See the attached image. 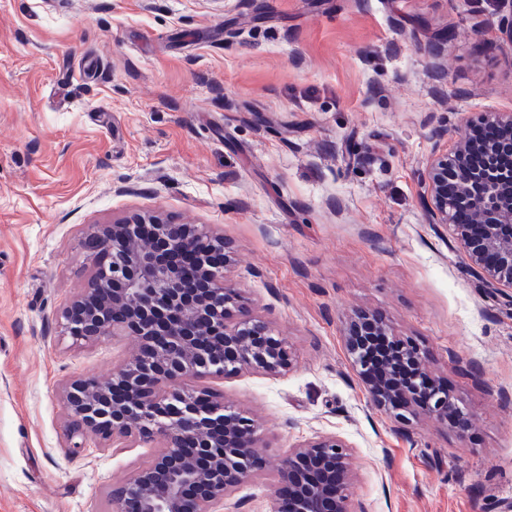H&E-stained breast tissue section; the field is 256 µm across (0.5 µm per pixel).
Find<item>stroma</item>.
<instances>
[{
  "instance_id": "35a3bbf8",
  "label": "stroma",
  "mask_w": 512,
  "mask_h": 512,
  "mask_svg": "<svg viewBox=\"0 0 512 512\" xmlns=\"http://www.w3.org/2000/svg\"><path fill=\"white\" fill-rule=\"evenodd\" d=\"M512 0H0V512H109L159 443L69 448L65 384L134 336L61 334L92 228L158 210L223 234L227 280L293 367L195 384L261 423L232 496L270 512L278 470L323 433L353 450L365 512L512 507V290L484 287L426 221L449 137L512 113ZM420 344L465 433L396 428L344 341L355 311Z\"/></svg>"
}]
</instances>
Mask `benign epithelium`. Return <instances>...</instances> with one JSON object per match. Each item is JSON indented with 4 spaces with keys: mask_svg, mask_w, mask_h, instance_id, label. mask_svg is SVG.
<instances>
[{
    "mask_svg": "<svg viewBox=\"0 0 512 512\" xmlns=\"http://www.w3.org/2000/svg\"><path fill=\"white\" fill-rule=\"evenodd\" d=\"M472 149L465 139L440 152L426 168L432 206L427 223L450 224L462 253L486 283L512 288V172H466L482 200L471 230L454 220L448 198V169ZM144 224L161 229L158 240L139 245ZM218 253L219 263L198 271V287L187 291L191 273L182 258L202 243ZM95 263L89 287L63 312V331L75 342L100 340L127 331L140 339L134 362L120 367L112 381L85 378L72 383L65 399L72 429L70 447L89 437L121 439L133 435L159 440L162 450L150 465L112 492L110 512H231L227 502L256 472L259 424L251 416L220 403L190 379L214 371L224 377L245 370L279 375L292 366L286 341L252 315L238 289L224 278V236L206 235L194 224H176L158 214H135L102 226L83 242ZM368 333L391 338L401 353L428 377L423 353L395 335L381 320L359 312L347 327L346 342L372 403L405 424L416 411L443 425H455L462 408L439 383L424 394L368 378L356 351V339ZM123 390L121 402L109 391ZM351 449L334 433L295 446L278 476L272 512H364L351 509Z\"/></svg>",
    "mask_w": 512,
    "mask_h": 512,
    "instance_id": "1",
    "label": "benign epithelium"
}]
</instances>
